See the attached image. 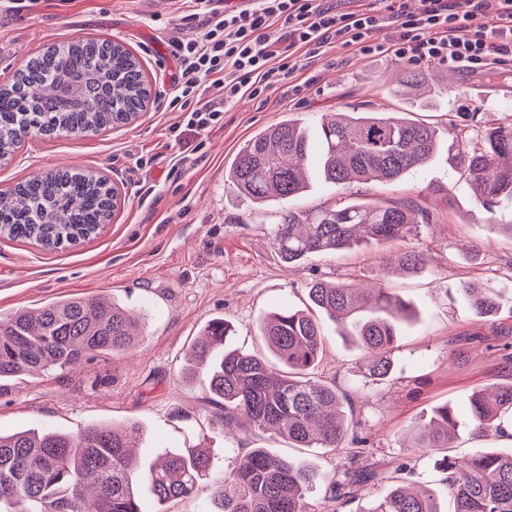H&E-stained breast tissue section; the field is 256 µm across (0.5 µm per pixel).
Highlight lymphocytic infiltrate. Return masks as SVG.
<instances>
[{
    "label": "lymphocytic infiltrate",
    "instance_id": "lymphocytic-infiltrate-1",
    "mask_svg": "<svg viewBox=\"0 0 512 512\" xmlns=\"http://www.w3.org/2000/svg\"><path fill=\"white\" fill-rule=\"evenodd\" d=\"M381 2L341 11L325 0H252L226 11L214 0H195L208 19L170 43L180 63L172 99L185 102L187 126L203 134L235 100L288 83L337 43L414 66L438 62L468 71L512 57V0H495L490 19L483 0H422L418 10L406 0Z\"/></svg>",
    "mask_w": 512,
    "mask_h": 512
}]
</instances>
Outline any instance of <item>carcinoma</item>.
Masks as SVG:
<instances>
[{
	"label": "carcinoma",
	"instance_id": "1",
	"mask_svg": "<svg viewBox=\"0 0 512 512\" xmlns=\"http://www.w3.org/2000/svg\"><path fill=\"white\" fill-rule=\"evenodd\" d=\"M151 98L139 58L104 37H84L48 46L0 83V142L18 149L31 134H96L136 121ZM475 112L448 115L452 160L470 181L476 207L495 211L512 200V115L485 126L477 138L464 134ZM437 129L404 112H337L322 118L317 136L293 118L261 130L240 147L227 180L251 202L297 196L314 178L338 189L372 180L394 182L425 168L439 147ZM121 203L118 189L99 171H50L0 190V237L45 249L74 246L94 237ZM430 216L411 201L387 205L352 197L305 212L288 210L275 225L273 242L288 264L362 243L413 238ZM428 264L410 249L394 265L418 274ZM462 292L477 314L496 312L492 288L469 284ZM312 307L343 326L365 353L374 380L393 370L391 352L411 306L383 287L315 280ZM231 335L222 317L211 320L188 352L189 378L204 376L222 411L225 433L249 428L274 430L296 448L345 447L349 420L336 384L313 376L322 331L309 310L284 307L265 315L259 336L281 368L267 358L225 348ZM141 320L102 294L68 298L36 310L0 317V380L48 370H69L100 353L135 348ZM467 415L475 434L504 433L512 419V377L493 391L469 397ZM456 411L437 408L412 429L414 448H451L457 438ZM143 436L135 424L97 425L76 433H0V512H143V495L159 505L191 497L213 485L202 512H307L306 493L320 481L314 467L253 448L230 472L213 478L211 450L201 444L167 447L151 461L135 448ZM441 467L453 498L452 512H512V452L483 449L464 461L444 456ZM368 512H439L433 493L392 487Z\"/></svg>",
	"mask_w": 512,
	"mask_h": 512
}]
</instances>
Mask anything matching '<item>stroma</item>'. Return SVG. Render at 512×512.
<instances>
[{
	"label": "stroma",
	"instance_id": "35a3bbf8",
	"mask_svg": "<svg viewBox=\"0 0 512 512\" xmlns=\"http://www.w3.org/2000/svg\"><path fill=\"white\" fill-rule=\"evenodd\" d=\"M191 10L190 0H42L37 10L0 14V82L43 45L99 35L130 48L152 84L146 112L131 125L83 138H29L0 164V190L49 170L92 169L121 191L112 222L77 246L46 251L0 238V315L103 293L147 313L143 339L132 351L1 381L0 433H74L135 422L146 433L139 454L152 458L181 444L187 432L201 431L218 476L258 446L313 463L323 480L306 496L309 512H368L387 482L345 483L337 502L329 495L345 471L370 464L427 485L447 505L443 455L409 447V432L436 407L465 412L474 391L503 383L512 360V336L496 333L499 324H512V237L490 230L469 181L450 162L448 115L475 112L493 122L512 114V62L488 72L428 65L431 90L415 97L398 85L405 62L336 44L297 72L292 88H273L263 101L240 99L221 124L200 135L168 106L178 74L170 42L197 27ZM369 110L411 112L439 130L440 146L427 168L362 187L380 204L415 202L429 212L430 225L409 243H364L285 263L272 240L282 212L335 205V190L315 183L301 196L258 208L227 185L229 164L255 132L286 116L314 124L328 113ZM410 246L430 258L422 273L382 269L381 257ZM318 278L378 282L412 305L416 317L402 329L392 373L381 381L366 378L361 348L319 315L324 345L316 374L347 399L353 426L344 448H293L271 432L225 436L205 382L184 376L190 345L221 317L233 327L231 347L266 354L261 318L282 306L303 308L307 286ZM463 282L495 289L496 319L476 315L458 292Z\"/></svg>",
	"mask_w": 512,
	"mask_h": 512
}]
</instances>
